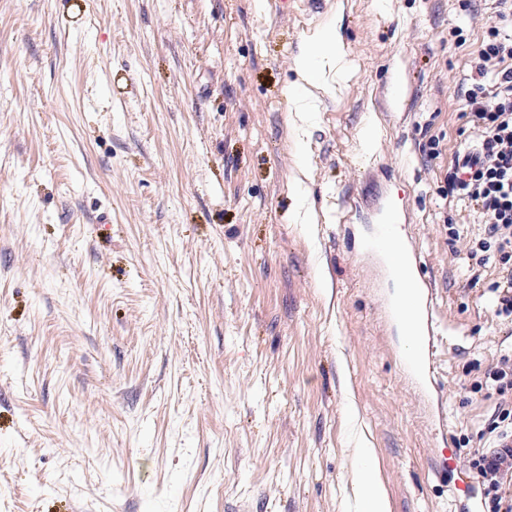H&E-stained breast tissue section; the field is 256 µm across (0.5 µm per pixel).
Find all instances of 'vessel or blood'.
<instances>
[{
    "mask_svg": "<svg viewBox=\"0 0 512 512\" xmlns=\"http://www.w3.org/2000/svg\"><path fill=\"white\" fill-rule=\"evenodd\" d=\"M402 218L389 214L373 225L370 253L380 269L397 275L404 287L400 296L385 300L383 312L388 321L410 329L413 346L404 358L408 376L421 390H428L436 377V339L433 316L434 289L422 270L419 253L400 231Z\"/></svg>",
    "mask_w": 512,
    "mask_h": 512,
    "instance_id": "1",
    "label": "vessel or blood"
}]
</instances>
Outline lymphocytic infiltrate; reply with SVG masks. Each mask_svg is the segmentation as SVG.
Wrapping results in <instances>:
<instances>
[{
    "label": "lymphocytic infiltrate",
    "mask_w": 512,
    "mask_h": 512,
    "mask_svg": "<svg viewBox=\"0 0 512 512\" xmlns=\"http://www.w3.org/2000/svg\"><path fill=\"white\" fill-rule=\"evenodd\" d=\"M494 3L499 21L478 45L477 77L458 100L475 137L456 151L441 195L468 204L483 224L466 245L469 284L486 285L493 315L512 324V32L504 27L512 0ZM471 368L475 392L495 402L487 432L501 444L512 436V349L487 365L473 361ZM468 463L489 512H512V448L470 452Z\"/></svg>",
    "instance_id": "f902f5d3"
}]
</instances>
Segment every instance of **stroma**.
<instances>
[{
    "label": "stroma",
    "instance_id": "1",
    "mask_svg": "<svg viewBox=\"0 0 512 512\" xmlns=\"http://www.w3.org/2000/svg\"><path fill=\"white\" fill-rule=\"evenodd\" d=\"M494 18L0 0V512H366L364 448L390 512H456L494 407L469 363L512 347L459 257L483 226L440 196ZM330 28L345 55L295 111L294 61ZM381 193L436 288L428 397L378 310L398 289L366 250Z\"/></svg>",
    "mask_w": 512,
    "mask_h": 512
}]
</instances>
